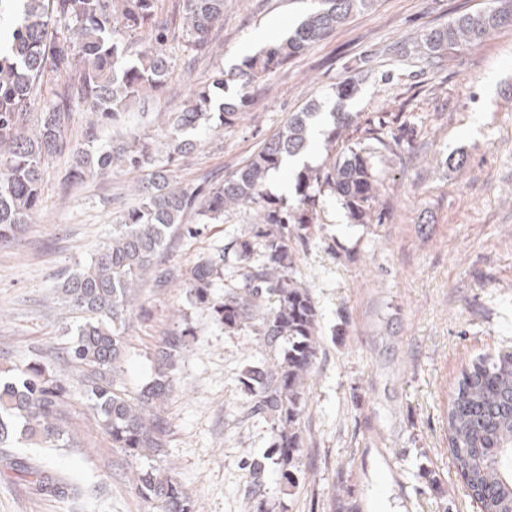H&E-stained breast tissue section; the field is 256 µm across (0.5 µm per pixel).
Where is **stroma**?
Returning <instances> with one entry per match:
<instances>
[{"mask_svg":"<svg viewBox=\"0 0 512 512\" xmlns=\"http://www.w3.org/2000/svg\"><path fill=\"white\" fill-rule=\"evenodd\" d=\"M489 4L374 0L261 85L234 125L172 158L166 122L192 90L255 54L257 30L287 36L313 0H224L212 50L168 41L163 95L131 101L101 127L95 113L75 106L66 149L45 164L37 215L19 239L0 245V368L51 362L66 383L76 442L46 459L92 492L77 504L40 498L0 457V512H150L134 490L131 460L92 424L83 387L63 358L73 322L56 288L88 264L117 216L135 205L134 185L145 173L165 165L183 185H223L289 113L330 96L346 78L356 85L346 111L365 121L412 122L416 137L411 149L382 159V223H353L328 197L309 241L295 248V277L317 309L319 347L306 381L294 483L274 461L259 478L245 465L265 457L273 441L270 420L251 415L241 383L248 367L270 357L261 337L225 331L214 309L190 301L185 284L199 258L250 234V208L212 224L185 215L194 234L175 233L159 257L177 282H147L133 301L120 382L138 394L162 337L189 331L166 405L170 435L160 466L182 483L192 512H338L341 486L353 512H478L448 452L447 409L465 368L512 351V26L436 55L422 37ZM128 133L148 144V162L65 187L73 146L97 150ZM457 155L462 166L444 165Z\"/></svg>","mask_w":512,"mask_h":512,"instance_id":"35a3bbf8","label":"stroma"}]
</instances>
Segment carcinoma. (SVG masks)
<instances>
[{"label":"carcinoma","instance_id":"obj_1","mask_svg":"<svg viewBox=\"0 0 512 512\" xmlns=\"http://www.w3.org/2000/svg\"><path fill=\"white\" fill-rule=\"evenodd\" d=\"M373 2L315 0L291 35L245 57L235 73L234 96L224 98L228 79L222 71L211 85L193 91L171 120L173 153L195 149V136L203 129L235 124L250 106L255 87ZM157 8L158 0H0V15L7 11L12 16L10 37L0 45V245L21 234L37 211L43 167L63 147L73 100L83 101L103 122L115 120L130 99L166 90L170 61L164 46L172 29L181 30L191 49L205 52L212 28L224 21V0H182L181 12L165 22L157 20ZM507 23H512V0H492L484 10L462 14L425 34L423 43L436 54L478 41ZM72 72L75 82L43 108L34 130H26L45 80ZM355 91L347 80L336 85L332 127L324 132L326 155L319 166L296 172L294 203L270 197L265 184L279 172L284 157L308 148L313 119L324 100L291 113L283 128L220 187H180L168 170L150 172L136 188L138 204L113 224L112 238L98 247L85 268L58 286L62 302L79 321L63 353L82 378L90 414L112 447L136 461L166 456L170 422L165 402L189 336L181 330L163 337L162 364L137 396L126 394L118 376L133 293L154 272L158 283L172 277L169 270L158 269V256L171 230L193 233L183 224L187 212L194 210L202 223L211 224L225 212L249 205L257 216L252 235L234 238L197 262L188 285L197 302L213 305L225 330L249 329L272 349V363L247 370L243 384L252 398L251 413L273 420L270 453L283 466L282 476L294 482L288 466L303 445L300 424L305 381L317 354V310L308 289L295 278L293 244L308 238L327 195L338 199L355 223L380 222L377 162L385 152L411 148L413 141L412 127L395 134L381 125L352 140L348 132L357 125L358 114L341 106ZM146 154V145L137 139L96 153L77 148L66 181L82 183L111 171L118 161L138 168ZM231 255L237 291L216 299L214 280ZM268 302L273 306L255 323V310ZM12 371L10 380L0 382V448L15 477L41 498L81 501L88 493L84 483L23 454L15 438V423L21 420L31 444L70 445L66 388L39 359ZM448 450L480 512H512V354L483 359L462 371L448 407ZM136 475V494L158 512H192L174 477L152 466Z\"/></svg>","mask_w":512,"mask_h":512}]
</instances>
